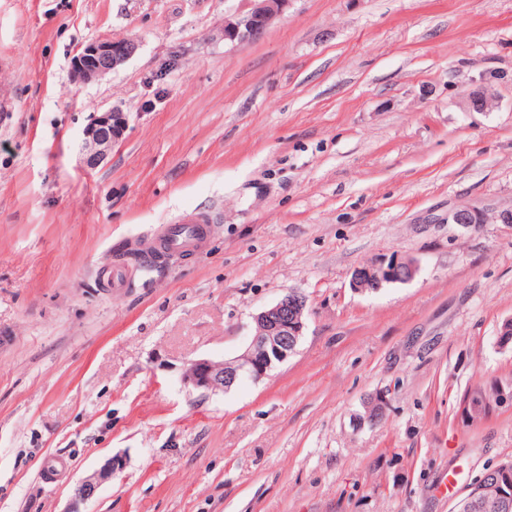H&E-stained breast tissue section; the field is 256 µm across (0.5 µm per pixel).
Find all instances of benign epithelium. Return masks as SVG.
<instances>
[{
	"label": "benign epithelium",
	"mask_w": 512,
	"mask_h": 512,
	"mask_svg": "<svg viewBox=\"0 0 512 512\" xmlns=\"http://www.w3.org/2000/svg\"><path fill=\"white\" fill-rule=\"evenodd\" d=\"M245 2L246 7L224 15V42L228 44H239L259 35L283 15L290 0ZM138 47V41L133 38L87 43L74 57L73 76L83 83L101 79L129 60ZM127 127V113L120 108L114 107L96 116L83 130L81 152L86 166L95 168L101 164L112 151V145L122 139ZM416 272L413 260L394 255L384 263L354 269L350 288L363 293L371 283L394 278L410 281ZM307 315L306 296L289 290L253 317V332L239 354L222 362L207 358L189 361L182 372L184 386L215 395L231 390L244 379H262L296 351L304 336ZM119 467L120 460L111 456L94 473L78 482L65 512H81L80 505L92 499ZM464 501L473 509L512 512V458L488 468L469 487Z\"/></svg>",
	"instance_id": "benign-epithelium-1"
}]
</instances>
